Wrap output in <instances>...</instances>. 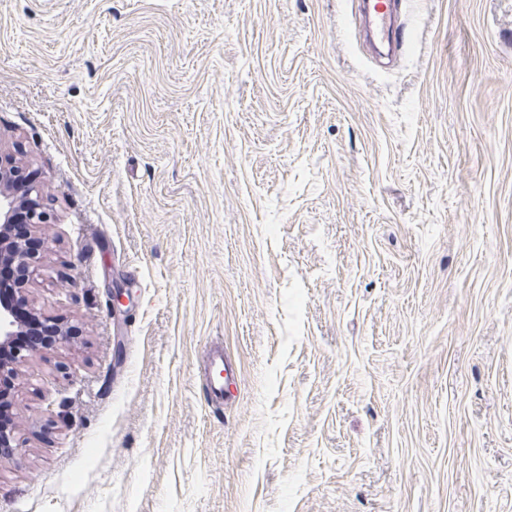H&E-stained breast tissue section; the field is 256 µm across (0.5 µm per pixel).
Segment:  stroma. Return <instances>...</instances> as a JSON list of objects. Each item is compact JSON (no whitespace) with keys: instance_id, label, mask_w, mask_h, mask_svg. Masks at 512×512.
<instances>
[{"instance_id":"stroma-1","label":"stroma","mask_w":512,"mask_h":512,"mask_svg":"<svg viewBox=\"0 0 512 512\" xmlns=\"http://www.w3.org/2000/svg\"><path fill=\"white\" fill-rule=\"evenodd\" d=\"M358 29L0 0L24 298L71 330L19 365L0 512H512V0H413L390 63ZM43 194L44 189L34 175L9 154L2 155L0 150V263H10L18 268L20 290L32 280L38 262L37 257L15 240L12 224L16 223L18 210L24 209L31 232H38L46 240L51 215L44 207ZM206 358L212 374L206 383L207 395L211 400L223 398L224 384L235 377L234 369L224 357L223 348L219 346L210 349Z\"/></svg>"}]
</instances>
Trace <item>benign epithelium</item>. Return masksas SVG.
Returning <instances> with one entry per match:
<instances>
[{
	"mask_svg": "<svg viewBox=\"0 0 512 512\" xmlns=\"http://www.w3.org/2000/svg\"><path fill=\"white\" fill-rule=\"evenodd\" d=\"M43 187L15 158L0 154V263H10L21 273L19 289H24L36 272L37 260L14 238L12 224L23 209L34 232L48 231L50 213L43 204ZM19 325L12 318L10 306L0 304V350L11 346Z\"/></svg>",
	"mask_w": 512,
	"mask_h": 512,
	"instance_id": "benign-epithelium-1",
	"label": "benign epithelium"
}]
</instances>
